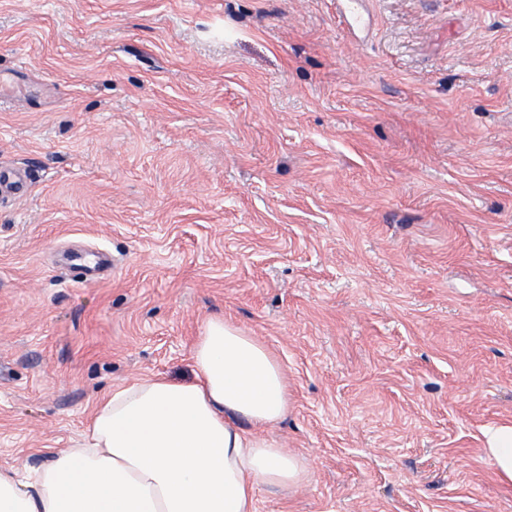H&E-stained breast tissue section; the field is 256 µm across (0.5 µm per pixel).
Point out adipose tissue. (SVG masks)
Returning <instances> with one entry per match:
<instances>
[{
	"mask_svg": "<svg viewBox=\"0 0 512 512\" xmlns=\"http://www.w3.org/2000/svg\"><path fill=\"white\" fill-rule=\"evenodd\" d=\"M194 378L153 376L113 389L80 445L23 473L0 469V512H255L259 488H295L305 460L260 433L288 411L281 362L256 337L208 321ZM484 452L512 486V422L482 431Z\"/></svg>",
	"mask_w": 512,
	"mask_h": 512,
	"instance_id": "obj_1",
	"label": "adipose tissue"
}]
</instances>
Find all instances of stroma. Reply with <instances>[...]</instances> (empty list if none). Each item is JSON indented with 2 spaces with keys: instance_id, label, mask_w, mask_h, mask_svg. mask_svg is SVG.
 I'll use <instances>...</instances> for the list:
<instances>
[{
  "instance_id": "1",
  "label": "stroma",
  "mask_w": 512,
  "mask_h": 512,
  "mask_svg": "<svg viewBox=\"0 0 512 512\" xmlns=\"http://www.w3.org/2000/svg\"><path fill=\"white\" fill-rule=\"evenodd\" d=\"M0 0V467L221 318L288 374L257 512H512V0ZM108 253L94 283L66 263ZM339 2V14L350 29H368L371 17L364 0H336ZM29 179L26 169L21 166L3 169L0 167V190L5 188L13 194L24 195L29 190ZM484 452L495 473L506 486H512V422L494 423L482 431Z\"/></svg>"
}]
</instances>
